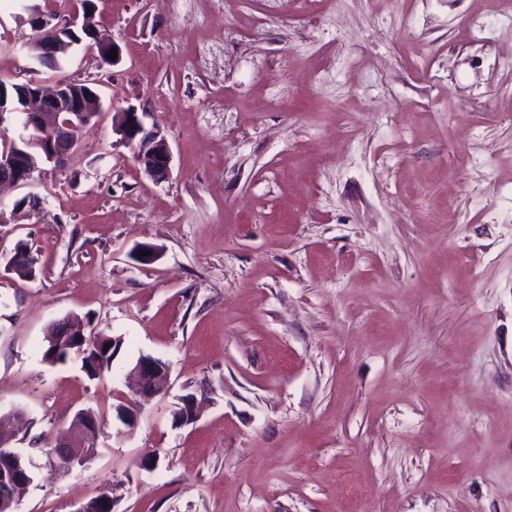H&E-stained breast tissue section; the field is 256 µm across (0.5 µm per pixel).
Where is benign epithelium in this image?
<instances>
[{
    "label": "benign epithelium",
    "mask_w": 512,
    "mask_h": 512,
    "mask_svg": "<svg viewBox=\"0 0 512 512\" xmlns=\"http://www.w3.org/2000/svg\"><path fill=\"white\" fill-rule=\"evenodd\" d=\"M36 34L29 40L27 47L33 56L40 60L45 55L63 57L75 46L68 40L63 30L80 27L90 33L94 32L91 15L74 16L63 24L36 17ZM22 104L9 110L12 117L26 123V129L36 135L25 139L26 147L0 150V185L8 184L24 188L28 186L34 169L30 167V149H37L44 156V162L56 166L75 152L79 141L70 134L75 125H86L101 115L102 104L99 91H81L75 88V82L58 80L51 87L39 82H29L20 90ZM148 112H139L131 107L118 113L113 131L120 136V141L133 150L136 162L146 176L155 184L166 181L172 169L173 153L167 140L153 127L146 123ZM136 378L137 391L146 398L165 393L170 387L169 367L159 358L144 356L132 368ZM140 407L121 406L117 409V419L122 428L117 435L130 433L136 426ZM99 422L86 419L82 423H73L68 427L67 436L58 441L60 457L67 462L91 460L96 449L84 448L76 444L81 439L87 440L97 432Z\"/></svg>",
    "instance_id": "benign-epithelium-1"
}]
</instances>
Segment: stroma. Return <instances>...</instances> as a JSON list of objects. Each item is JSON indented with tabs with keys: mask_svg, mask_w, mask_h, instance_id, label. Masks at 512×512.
Instances as JSON below:
<instances>
[{
	"mask_svg": "<svg viewBox=\"0 0 512 512\" xmlns=\"http://www.w3.org/2000/svg\"><path fill=\"white\" fill-rule=\"evenodd\" d=\"M95 3L118 62L80 45L55 72L30 19L78 0H0V78L103 95L65 166L0 191V417L23 413L35 465L16 512H512V10ZM130 106L167 182L112 131ZM21 245L36 280L5 270ZM67 316L122 339L103 379L43 361ZM143 355L172 387L119 438ZM188 393L199 418L174 426ZM81 408L97 453L63 467L46 445ZM148 112H137L131 107L113 122V131L120 136V141L133 150L136 162L146 176L155 184L165 182L172 169L173 153L167 140L158 130L148 127Z\"/></svg>",
	"mask_w": 512,
	"mask_h": 512,
	"instance_id": "1",
	"label": "stroma"
}]
</instances>
